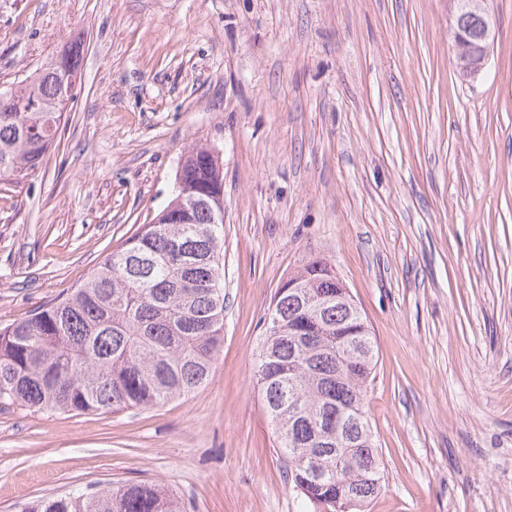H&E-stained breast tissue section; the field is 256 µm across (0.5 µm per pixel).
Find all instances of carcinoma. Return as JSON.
Instances as JSON below:
<instances>
[{
    "mask_svg": "<svg viewBox=\"0 0 512 512\" xmlns=\"http://www.w3.org/2000/svg\"><path fill=\"white\" fill-rule=\"evenodd\" d=\"M80 46L51 58L0 95V184L16 185L43 167L66 110L58 76L80 83ZM173 195L152 224L109 253L79 287L0 328V403L78 414L152 408L191 395L209 380L224 343V196L219 159L195 147ZM321 259L292 276L307 293L329 295L320 328L310 336L288 330L301 318L288 282L276 288L266 312L285 330L262 336L253 354L254 378L284 468L313 512H357L382 489L384 464L373 434L353 429L354 447L336 454V409L369 425L367 385L375 340L366 318L336 302V276ZM18 512H188L154 481L75 488L25 503Z\"/></svg>",
    "mask_w": 512,
    "mask_h": 512,
    "instance_id": "cac0c4a2",
    "label": "carcinoma"
}]
</instances>
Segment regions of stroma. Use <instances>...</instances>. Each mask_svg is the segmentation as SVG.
I'll return each mask as SVG.
<instances>
[{
	"label": "stroma",
	"instance_id": "35a3bbf8",
	"mask_svg": "<svg viewBox=\"0 0 512 512\" xmlns=\"http://www.w3.org/2000/svg\"><path fill=\"white\" fill-rule=\"evenodd\" d=\"M478 78L451 0H0V88L81 43L78 100L0 186V327L79 286L172 197L224 172V345L150 409L0 405V512L156 480L196 512H304L253 379L275 289L321 259L379 360L385 487L365 512H512V0Z\"/></svg>",
	"mask_w": 512,
	"mask_h": 512
}]
</instances>
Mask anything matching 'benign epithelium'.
<instances>
[{
    "mask_svg": "<svg viewBox=\"0 0 512 512\" xmlns=\"http://www.w3.org/2000/svg\"><path fill=\"white\" fill-rule=\"evenodd\" d=\"M489 0H453L455 11L451 27L460 50L459 67L476 78L490 64L491 52L498 39V23L488 9Z\"/></svg>",
    "mask_w": 512,
    "mask_h": 512,
    "instance_id": "1",
    "label": "benign epithelium"
}]
</instances>
